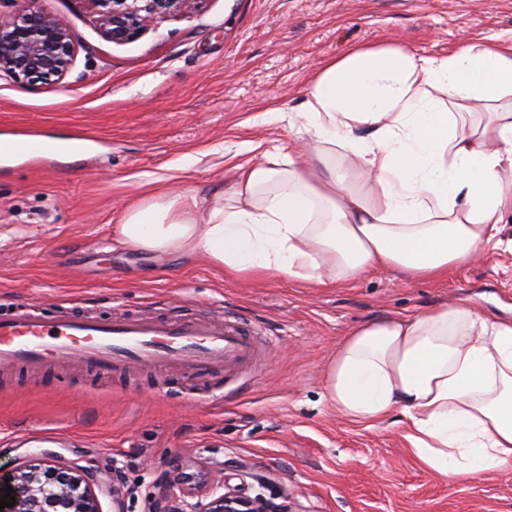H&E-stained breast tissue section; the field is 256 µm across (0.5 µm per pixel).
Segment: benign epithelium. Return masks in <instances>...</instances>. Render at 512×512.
<instances>
[{
  "label": "benign epithelium",
  "mask_w": 512,
  "mask_h": 512,
  "mask_svg": "<svg viewBox=\"0 0 512 512\" xmlns=\"http://www.w3.org/2000/svg\"><path fill=\"white\" fill-rule=\"evenodd\" d=\"M98 15L102 36L122 43L161 19L180 15L205 0H85ZM78 41L45 0H0V78L20 85L60 84L71 72ZM179 481L161 474L150 512H293L283 496H249L224 477L205 492H175ZM15 504L0 512H101L91 474L73 466L30 464L10 482Z\"/></svg>",
  "instance_id": "benign-epithelium-1"
}]
</instances>
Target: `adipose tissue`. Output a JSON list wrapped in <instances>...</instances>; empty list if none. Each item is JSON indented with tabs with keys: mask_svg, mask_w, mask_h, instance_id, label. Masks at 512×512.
Returning a JSON list of instances; mask_svg holds the SVG:
<instances>
[{
	"mask_svg": "<svg viewBox=\"0 0 512 512\" xmlns=\"http://www.w3.org/2000/svg\"><path fill=\"white\" fill-rule=\"evenodd\" d=\"M308 95L295 120L309 153L237 165L229 209L188 189L156 193L123 214L118 241L319 285L327 267L336 283L379 268L433 279L498 243L512 222V44L442 59L358 47L322 63ZM482 107L488 120L467 126ZM328 144L371 177L369 193L327 165ZM324 386L366 427L399 411L411 453L442 477L512 468V318L444 303L363 323L338 344Z\"/></svg>",
	"mask_w": 512,
	"mask_h": 512,
	"instance_id": "adipose-tissue-1",
	"label": "adipose tissue"
}]
</instances>
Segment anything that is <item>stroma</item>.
Masks as SVG:
<instances>
[{
  "instance_id": "1",
  "label": "stroma",
  "mask_w": 512,
  "mask_h": 512,
  "mask_svg": "<svg viewBox=\"0 0 512 512\" xmlns=\"http://www.w3.org/2000/svg\"><path fill=\"white\" fill-rule=\"evenodd\" d=\"M79 42L59 84L0 80V138L77 139L76 152L0 162V310L26 299L102 313L224 316L268 347L224 372L130 377L117 370L18 368L0 374V475L29 464L93 473L101 512L120 488L148 512L160 472L190 485L223 471L248 494L269 489L298 512H512V470L461 484L423 467L400 413L350 422L323 375L361 323L467 302L512 316V250L435 280L374 270L324 287L272 274L234 280L207 260L119 244L124 211L164 190L228 192L231 168L262 149L298 147L289 120L325 60L355 46L402 45L444 57L512 40V0H205L123 43L105 39L82 0H46Z\"/></svg>"
}]
</instances>
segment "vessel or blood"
<instances>
[{
	"instance_id": "vessel-or-blood-1",
	"label": "vessel or blood",
	"mask_w": 512,
	"mask_h": 512,
	"mask_svg": "<svg viewBox=\"0 0 512 512\" xmlns=\"http://www.w3.org/2000/svg\"><path fill=\"white\" fill-rule=\"evenodd\" d=\"M50 137L0 140V159L60 150ZM259 344L250 326L228 319L150 314L90 315L59 307L51 313L19 302L0 314V368L78 364L106 375L117 369L163 367L175 373L232 375L251 363Z\"/></svg>"
}]
</instances>
